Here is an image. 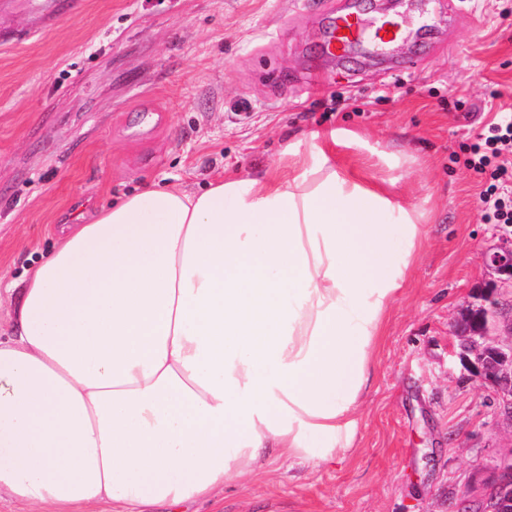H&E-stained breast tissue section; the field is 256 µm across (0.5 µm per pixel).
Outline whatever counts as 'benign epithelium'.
<instances>
[{"mask_svg":"<svg viewBox=\"0 0 512 512\" xmlns=\"http://www.w3.org/2000/svg\"><path fill=\"white\" fill-rule=\"evenodd\" d=\"M481 261L496 275L485 285L479 302L466 308L461 320L453 324L458 338L454 356L470 379L491 386L512 426V316L502 320L495 296L497 284L512 286V232L500 236L498 244L481 253ZM496 474L477 499L460 500L458 509L465 512L478 504L479 512H512V448L502 455Z\"/></svg>","mask_w":512,"mask_h":512,"instance_id":"benign-epithelium-1","label":"benign epithelium"}]
</instances>
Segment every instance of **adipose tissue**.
<instances>
[{"label": "adipose tissue", "mask_w": 512, "mask_h": 512, "mask_svg": "<svg viewBox=\"0 0 512 512\" xmlns=\"http://www.w3.org/2000/svg\"><path fill=\"white\" fill-rule=\"evenodd\" d=\"M417 237L412 211L319 167L147 186L63 225L0 338V493L199 512L268 451L331 459Z\"/></svg>", "instance_id": "1"}]
</instances>
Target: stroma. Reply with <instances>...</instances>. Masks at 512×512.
Wrapping results in <instances>:
<instances>
[{"instance_id":"1","label":"stroma","mask_w":512,"mask_h":512,"mask_svg":"<svg viewBox=\"0 0 512 512\" xmlns=\"http://www.w3.org/2000/svg\"><path fill=\"white\" fill-rule=\"evenodd\" d=\"M352 7L0 0L1 333L57 227L145 184L192 192L333 166L418 217L350 447L314 464L270 455L259 476L225 484L222 512H454L512 446L452 332L502 231L483 218L488 176L464 160L493 110H512V0H369L365 25L398 17L405 36L378 55L325 54L329 20Z\"/></svg>"}]
</instances>
